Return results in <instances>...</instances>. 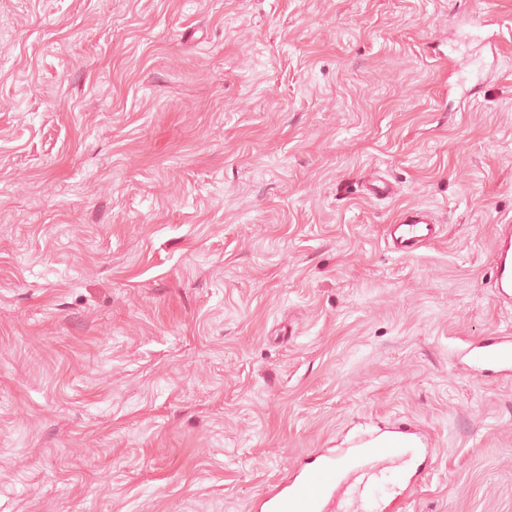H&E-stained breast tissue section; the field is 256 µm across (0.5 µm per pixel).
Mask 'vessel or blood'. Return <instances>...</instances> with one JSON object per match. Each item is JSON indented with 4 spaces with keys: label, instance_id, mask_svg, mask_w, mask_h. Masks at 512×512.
Instances as JSON below:
<instances>
[{
    "label": "vessel or blood",
    "instance_id": "vessel-or-blood-1",
    "mask_svg": "<svg viewBox=\"0 0 512 512\" xmlns=\"http://www.w3.org/2000/svg\"><path fill=\"white\" fill-rule=\"evenodd\" d=\"M394 249L408 257L440 235L427 212L403 211L388 228ZM493 283L501 299L512 300V226H502L494 251ZM470 358L486 369H512V338L490 336L470 345ZM421 437L407 427L395 434H362L345 447L320 450L309 467H297L287 480L274 485L254 504L256 512H379V486L397 489L395 503L407 500L422 478L415 458Z\"/></svg>",
    "mask_w": 512,
    "mask_h": 512
}]
</instances>
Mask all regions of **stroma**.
<instances>
[{
    "instance_id": "stroma-1",
    "label": "stroma",
    "mask_w": 512,
    "mask_h": 512,
    "mask_svg": "<svg viewBox=\"0 0 512 512\" xmlns=\"http://www.w3.org/2000/svg\"><path fill=\"white\" fill-rule=\"evenodd\" d=\"M500 224L512 0H0V512H253L404 423L402 512H512ZM388 231L395 252L408 257L424 243L435 240L440 235V226L435 224L425 211L408 209L398 215ZM465 355L478 365L486 367L487 371L500 369L512 370V338L488 336L482 342L472 344L466 350Z\"/></svg>"
}]
</instances>
